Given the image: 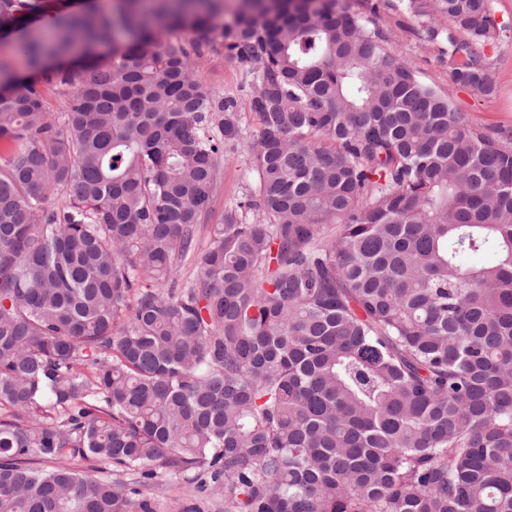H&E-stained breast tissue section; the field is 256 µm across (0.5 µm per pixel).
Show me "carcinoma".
<instances>
[{"label":"carcinoma","instance_id":"1","mask_svg":"<svg viewBox=\"0 0 512 512\" xmlns=\"http://www.w3.org/2000/svg\"><path fill=\"white\" fill-rule=\"evenodd\" d=\"M289 2L115 0L28 31L36 67L83 58L46 77L59 122L0 82V512H150L89 459L204 473L224 512H512V148L371 18ZM397 7L495 93L489 0ZM38 11L0 0V30ZM211 53L248 64L258 129L254 189L209 226L246 134L191 71Z\"/></svg>","mask_w":512,"mask_h":512}]
</instances>
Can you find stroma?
Masks as SVG:
<instances>
[{"instance_id":"1","label":"stroma","mask_w":512,"mask_h":512,"mask_svg":"<svg viewBox=\"0 0 512 512\" xmlns=\"http://www.w3.org/2000/svg\"><path fill=\"white\" fill-rule=\"evenodd\" d=\"M84 6V0H42V9L36 16L12 26L9 32L0 33V67L15 71L25 79L32 77V70L18 50L28 25L48 26L59 12H76ZM490 9L504 34L485 49L488 72L496 86L495 94L486 97L453 83L439 46L426 40L417 19L391 6L380 10L373 20L390 35L397 56L413 64L423 84L447 94L451 109L470 125L512 147V0H490ZM199 73L212 91L241 96L246 75L244 66L229 64L223 55L212 54L202 61ZM245 125L246 140L227 152L221 161V182L210 223H219L225 208L253 184L250 148L256 139L257 123L249 117ZM203 482V477L193 473L172 482L149 480L141 488L142 497L149 502L152 512H224L223 496L203 490Z\"/></svg>"}]
</instances>
